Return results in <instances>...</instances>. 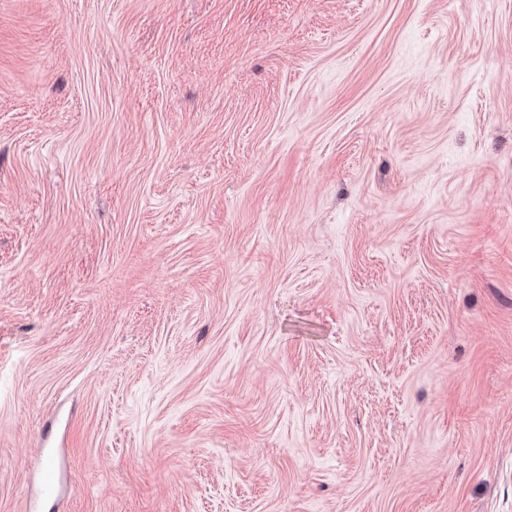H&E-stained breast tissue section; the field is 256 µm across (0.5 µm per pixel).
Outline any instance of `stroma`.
<instances>
[{
  "instance_id": "stroma-1",
  "label": "stroma",
  "mask_w": 512,
  "mask_h": 512,
  "mask_svg": "<svg viewBox=\"0 0 512 512\" xmlns=\"http://www.w3.org/2000/svg\"><path fill=\"white\" fill-rule=\"evenodd\" d=\"M512 512V0H0V512Z\"/></svg>"
}]
</instances>
